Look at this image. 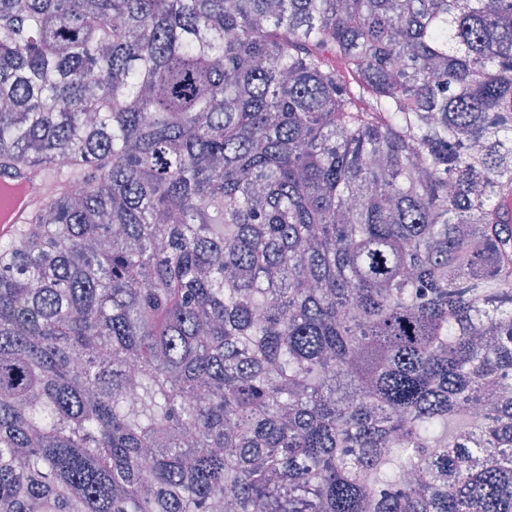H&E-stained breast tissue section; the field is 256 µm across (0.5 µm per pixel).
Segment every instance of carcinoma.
Masks as SVG:
<instances>
[{"label":"carcinoma","mask_w":512,"mask_h":512,"mask_svg":"<svg viewBox=\"0 0 512 512\" xmlns=\"http://www.w3.org/2000/svg\"><path fill=\"white\" fill-rule=\"evenodd\" d=\"M0 512H512V0H0Z\"/></svg>","instance_id":"carcinoma-1"}]
</instances>
